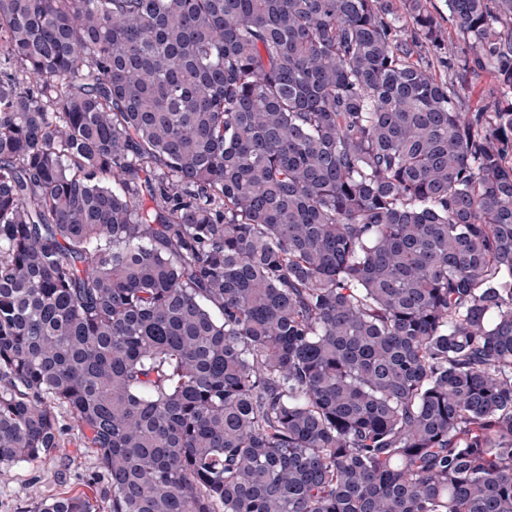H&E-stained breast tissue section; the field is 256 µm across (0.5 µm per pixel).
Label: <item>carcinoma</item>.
<instances>
[{"mask_svg": "<svg viewBox=\"0 0 512 512\" xmlns=\"http://www.w3.org/2000/svg\"><path fill=\"white\" fill-rule=\"evenodd\" d=\"M0 0V476L109 512H512V0ZM42 512H96L75 495ZM442 78H455L460 82L459 89L461 102L466 110L474 112L480 109L488 99L494 89L493 81L488 73H467L466 75H457L449 72L448 69L440 67L437 71ZM62 447L32 463L15 465L0 479V512H40L45 501L87 496L106 507L110 492L97 457L80 444V431L66 406L53 405Z\"/></svg>", "mask_w": 512, "mask_h": 512, "instance_id": "obj_1", "label": "carcinoma"}]
</instances>
